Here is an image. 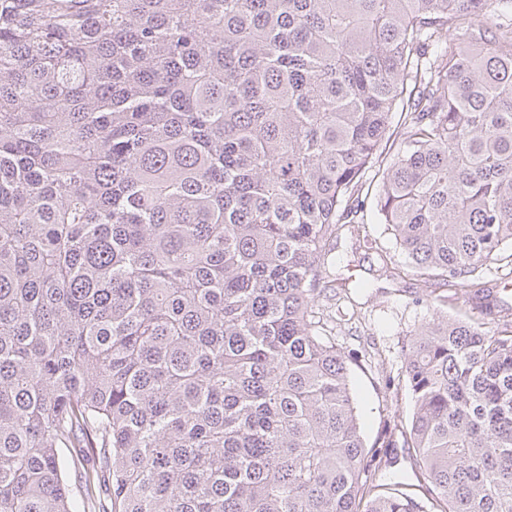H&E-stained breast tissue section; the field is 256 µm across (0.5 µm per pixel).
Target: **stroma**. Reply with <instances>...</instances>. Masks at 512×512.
Wrapping results in <instances>:
<instances>
[{
    "mask_svg": "<svg viewBox=\"0 0 512 512\" xmlns=\"http://www.w3.org/2000/svg\"><path fill=\"white\" fill-rule=\"evenodd\" d=\"M350 236L338 239L336 249L354 255L346 275L351 280L369 281L363 292L340 288L319 297L315 310L325 323L338 348L355 357L351 381L355 392L363 433L374 441L392 416L408 419L410 396L405 388L385 389L386 378L398 377L403 370L402 350L406 340L432 312L426 305V287L412 276L394 280L379 269L377 255L371 251H353ZM496 283L500 305L484 313L468 302L454 287L440 288L446 301L444 312L451 316L471 317L484 322L489 331L512 324V263L500 258L485 271Z\"/></svg>",
    "mask_w": 512,
    "mask_h": 512,
    "instance_id": "stroma-1",
    "label": "stroma"
}]
</instances>
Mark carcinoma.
<instances>
[{"mask_svg":"<svg viewBox=\"0 0 512 512\" xmlns=\"http://www.w3.org/2000/svg\"><path fill=\"white\" fill-rule=\"evenodd\" d=\"M346 234L491 309L512 0H0V512H512V324L427 295L372 443L426 494L384 479L313 310ZM386 151L379 158L378 162L374 164L363 178V188H362V199H365L367 219L365 221L363 234H367L368 237L372 240H376V242L384 248H387L390 251V255L393 256L392 261L401 264L403 262V256L400 254L398 249L395 248L394 241L392 236L388 233L389 231L385 230L384 224H376V221L373 218L374 209H375V197L380 187V176H377V172L379 166L382 168H386L392 158L394 150H390L387 153ZM382 160V162H381ZM399 440L398 448H367L370 450L369 455L371 453L376 454L377 460H382L383 472H384V462L386 460L391 461V467H387L386 471L391 473L402 474L408 478V480L412 483L418 484L415 477V466L413 457L411 455V450L408 448H401V439L397 436Z\"/></svg>","mask_w":512,"mask_h":512,"instance_id":"carcinoma-1","label":"carcinoma"}]
</instances>
